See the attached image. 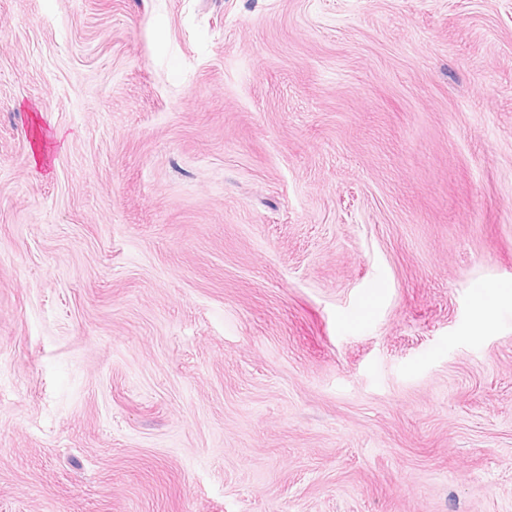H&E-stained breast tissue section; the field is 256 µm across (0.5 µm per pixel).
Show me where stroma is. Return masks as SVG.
Returning a JSON list of instances; mask_svg holds the SVG:
<instances>
[{"label":"stroma","mask_w":512,"mask_h":512,"mask_svg":"<svg viewBox=\"0 0 512 512\" xmlns=\"http://www.w3.org/2000/svg\"><path fill=\"white\" fill-rule=\"evenodd\" d=\"M0 512H512V0H0Z\"/></svg>","instance_id":"35a3bbf8"}]
</instances>
